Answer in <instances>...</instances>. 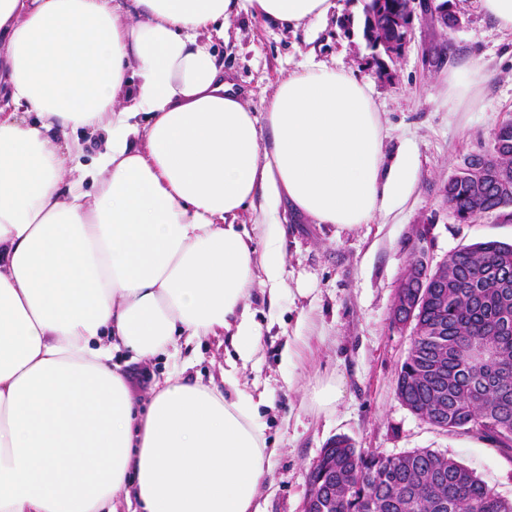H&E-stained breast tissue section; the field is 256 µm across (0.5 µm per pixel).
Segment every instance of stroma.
<instances>
[{"mask_svg":"<svg viewBox=\"0 0 512 512\" xmlns=\"http://www.w3.org/2000/svg\"><path fill=\"white\" fill-rule=\"evenodd\" d=\"M321 20L286 28L242 13L210 44L252 111H262L279 81L301 67L324 63L369 81L385 128V149L408 144L418 169L406 202L372 223L339 234L334 226L288 217L279 258L283 283L277 304L254 288L251 310L261 348L241 373L265 391L261 409L275 453L257 502L262 512H301L307 473L322 448L347 437L361 451L397 455L431 448L473 469L505 499H512V455L470 433L449 435L405 408L396 396L410 331L391 324L402 274L419 242L432 264L461 246L485 239L512 243V221L485 214L470 223L452 217L445 188L465 157L488 148L495 128L512 119V35L498 31L475 0H454L460 24L446 31L414 0V21L403 52L378 75L359 25L366 0H338ZM484 64L491 78L474 105L448 104V68ZM309 341L287 358L288 342ZM229 337H209L182 348L186 381L224 385ZM341 380L334 407L311 400L314 387Z\"/></svg>","mask_w":512,"mask_h":512,"instance_id":"stroma-1","label":"stroma"}]
</instances>
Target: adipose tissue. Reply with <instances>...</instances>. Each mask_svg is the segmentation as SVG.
Listing matches in <instances>:
<instances>
[{
  "label": "adipose tissue",
  "instance_id": "adipose-tissue-1",
  "mask_svg": "<svg viewBox=\"0 0 512 512\" xmlns=\"http://www.w3.org/2000/svg\"><path fill=\"white\" fill-rule=\"evenodd\" d=\"M333 0H0V512H259L272 451L239 373L277 297L282 203L337 232L402 204L415 161L384 150L368 83L323 63L263 113L206 34L287 26ZM105 151L76 180L75 132ZM259 206L262 247L238 215ZM229 336L224 386L181 345ZM172 360L148 397L120 354Z\"/></svg>",
  "mask_w": 512,
  "mask_h": 512
}]
</instances>
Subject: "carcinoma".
Wrapping results in <instances>:
<instances>
[{"mask_svg":"<svg viewBox=\"0 0 512 512\" xmlns=\"http://www.w3.org/2000/svg\"><path fill=\"white\" fill-rule=\"evenodd\" d=\"M410 23L406 0H369L363 37L376 25L400 41ZM493 145L499 154L467 156L484 171L480 208L467 175L448 180V207L466 222L496 212L512 218V120L496 127ZM414 327L396 393L417 409L446 408L441 431L475 432L511 454L512 244L486 240L457 250L448 288L438 274L429 277ZM313 485L310 512H512V501L455 459L429 448L394 458L364 453L342 436L316 460Z\"/></svg>","mask_w":512,"mask_h":512,"instance_id":"cac0c4a2","label":"carcinoma"}]
</instances>
